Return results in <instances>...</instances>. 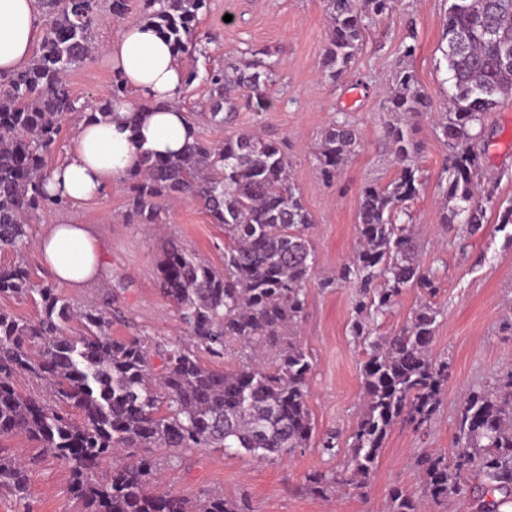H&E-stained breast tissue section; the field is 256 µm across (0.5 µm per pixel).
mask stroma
Masks as SVG:
<instances>
[{
	"instance_id": "obj_1",
	"label": "stroma",
	"mask_w": 512,
	"mask_h": 512,
	"mask_svg": "<svg viewBox=\"0 0 512 512\" xmlns=\"http://www.w3.org/2000/svg\"><path fill=\"white\" fill-rule=\"evenodd\" d=\"M447 12L448 0H396L389 15L369 23L350 74L336 83L321 67L328 38L323 0H207L200 11L199 44L179 57L182 67L196 69L199 77L181 95V106L195 115V130L207 145H220L226 135L237 133L278 142L314 218L315 272L307 284L299 339L314 362L309 407L318 436L335 431L349 437L363 407L366 353L350 334L356 290L349 285L324 288L319 280L336 274L355 252L363 188L386 185L401 171L384 135L386 125L397 120L386 111L385 97L403 45H415L409 65L432 111L413 122L423 184L400 221L413 224L422 264L441 285L435 298L441 318L433 353L447 357L449 375L426 432L398 424L388 433L366 492L347 486L329 501L313 494L308 475L342 470L344 460L312 447L264 461L219 448H160L156 454L163 461V489L189 496L220 491L229 499L244 495L252 512H386L393 488L422 496L424 480L416 459L430 450H451L466 394L496 388L512 372V224L498 218L501 205L512 202V99L486 115L478 142L486 180L495 187L486 223L473 235L462 225L440 223L441 181L450 152L436 134L434 115L445 108L450 89L442 54ZM144 19L141 0H126L120 16L113 14L112 0H99L91 28L92 58L65 75L77 106L87 110L108 96L114 71L105 47L124 24ZM264 52L276 63L268 107L261 112L247 107V90L237 89L233 95L239 106L230 124L213 126L202 120L209 106L203 74ZM343 118L357 126L360 144L340 175L327 182L317 172L312 150L324 130ZM125 214L126 185L118 181L93 199L38 211L28 232L38 237L47 225L65 218L90 225L106 244L112 266L108 276L86 288L64 289L74 308L111 305L110 332L117 338L185 337L186 326L160 290L158 261L174 241L223 268L224 230L189 198L166 206L155 228L128 223ZM462 481L469 496L427 503V512H485L493 496L481 474L470 471ZM0 512H81L72 498L67 464L47 458L30 473L25 499L0 495Z\"/></svg>"
}]
</instances>
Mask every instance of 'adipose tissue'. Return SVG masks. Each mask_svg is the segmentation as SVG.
I'll use <instances>...</instances> for the list:
<instances>
[{"instance_id": "ef3b65f1", "label": "adipose tissue", "mask_w": 512, "mask_h": 512, "mask_svg": "<svg viewBox=\"0 0 512 512\" xmlns=\"http://www.w3.org/2000/svg\"><path fill=\"white\" fill-rule=\"evenodd\" d=\"M41 35L35 0H0V74L24 67ZM108 55L132 96L115 103L108 120H80L68 158L51 170L45 183L50 195L72 202L92 199L135 169L140 150L166 157L191 139L188 116L176 102L182 67L155 28L144 22L125 24L110 42ZM142 97L152 100V108H140ZM35 249L49 276L68 288L101 279L107 266L102 241L89 225L74 220L48 225Z\"/></svg>"}]
</instances>
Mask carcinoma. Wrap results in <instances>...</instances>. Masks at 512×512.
Wrapping results in <instances>:
<instances>
[{
    "label": "carcinoma",
    "instance_id": "carcinoma-1",
    "mask_svg": "<svg viewBox=\"0 0 512 512\" xmlns=\"http://www.w3.org/2000/svg\"><path fill=\"white\" fill-rule=\"evenodd\" d=\"M443 40L451 92L448 111L436 122L451 151L444 168L446 200L440 223L478 231L486 209L479 204L482 152L476 148L485 115L512 96V0H449ZM329 20L322 70L342 80L362 49L366 25L392 12L394 0H324ZM53 10L39 53L20 70L0 75V251L20 253L29 244V220L68 201L44 189L42 154L55 141L66 116L78 111L65 73L92 52V0H44ZM205 0H144L147 22L175 47L190 52ZM274 64L246 60L214 70L208 120L223 125L236 111L231 89L249 91L247 104L266 106ZM128 95L115 75L96 112L103 118ZM430 108L414 70L402 65L389 82L386 109L399 115L385 128L402 168L385 186L368 185L360 197L359 243L352 259L322 279L324 288L355 284L359 297L351 335L366 345L361 367L366 394L359 422L341 448L328 433L314 442L308 382L313 360L300 342L306 286L315 270L308 233L314 219L291 181L279 145L255 134H234L212 147L197 134L175 155L141 154L127 182L126 216L133 224H156L165 203L191 197L224 227V269L175 243L164 251L160 289L187 327L188 340L158 342L148 336L117 339L112 312L74 308L51 282L34 284L22 263L0 267V297L38 296L33 320L0 312V438L24 435L38 452L29 458L0 448V493L27 496L31 468L47 456L70 466L71 487L85 512H246L216 491L187 497L158 487L154 448H222L259 460L318 448L331 458L347 452L343 473L316 471L312 493L329 497L348 485L368 487L388 432L400 422L425 429L440 407L448 382V359L432 346L440 310L432 302L439 286L418 258V243L405 202L419 192L411 119ZM357 131L336 121L322 134L313 156L327 181L340 173L357 144ZM408 288L428 298L408 324L375 336L371 321L397 303ZM79 316L84 333L67 335ZM237 346L230 371L206 365L201 354L222 359ZM159 357L161 367L153 359ZM28 373L48 398L23 394L15 378ZM80 412V420L71 410ZM131 462L110 470L105 463L123 450ZM417 465L424 494L437 502L467 493L463 473L476 469L487 490L512 501V374L498 388L470 392L458 418L451 453L423 454ZM387 512H421V502L395 489Z\"/></svg>",
    "mask_w": 512,
    "mask_h": 512
}]
</instances>
